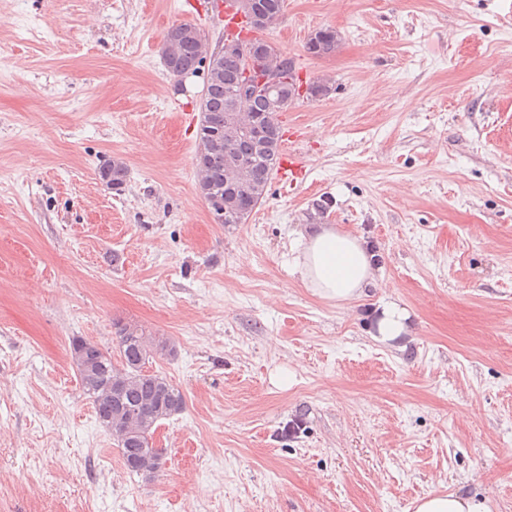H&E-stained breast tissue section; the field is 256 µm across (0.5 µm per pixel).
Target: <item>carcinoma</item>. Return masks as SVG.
<instances>
[{"instance_id":"carcinoma-1","label":"carcinoma","mask_w":512,"mask_h":512,"mask_svg":"<svg viewBox=\"0 0 512 512\" xmlns=\"http://www.w3.org/2000/svg\"><path fill=\"white\" fill-rule=\"evenodd\" d=\"M257 6L261 9L260 20L252 32L255 33L257 40L262 41L264 33L281 19L283 0H240L239 2V9L246 15ZM186 27H188L186 23L175 26L166 35L167 39L179 45L178 53L172 58L165 59V67L174 77H181L186 73H198L206 53V43L185 38L184 28ZM341 41L342 38L339 37L336 29L321 28L315 31L306 42V52L312 57H321L335 52L340 47ZM243 66L242 59L233 53H225L219 57V72L207 80L205 94L200 103V111L208 113L209 126L224 128L225 103L230 92L237 85ZM300 87V80L294 78L292 82L280 85L270 96L265 94L251 96L246 99L249 103V112L268 117L273 121L275 112L271 110L272 99L280 100L281 111L285 112L296 99L300 98ZM281 144L280 138L264 148L248 138L236 141L237 151L251 159L250 177L256 186L265 188L269 185L279 160ZM206 164L207 179L201 186L202 193L212 197L226 196L229 193V186L224 181V152L207 153ZM99 176L107 187L119 193L126 184L128 168L124 162L114 160L100 167ZM113 326L118 337L119 353L123 354L129 363H135L141 358L150 360L157 356H170L174 353V347L168 340L152 336L136 324L116 321ZM83 342L85 339L74 337L70 344L71 357L80 384L92 400L99 423L119 440L127 430V423L121 418L112 416V379L115 377L112 355L101 349L98 358L87 364L77 357L78 349ZM122 403L129 411L148 419L159 413L165 420L183 411L185 396L177 387L157 374L142 377L135 373L130 377ZM118 448H120L124 466L130 473L146 480L156 475L155 463L143 459L144 442L120 443Z\"/></svg>"}]
</instances>
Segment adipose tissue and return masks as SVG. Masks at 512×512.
Returning a JSON list of instances; mask_svg holds the SVG:
<instances>
[{
    "mask_svg": "<svg viewBox=\"0 0 512 512\" xmlns=\"http://www.w3.org/2000/svg\"><path fill=\"white\" fill-rule=\"evenodd\" d=\"M295 268L307 288L320 298L342 306L368 296L377 285L373 256L363 240L328 224H312L301 234ZM376 339L391 343L412 335L409 312L398 302H381ZM414 512H491L487 499L459 492L432 493L418 499Z\"/></svg>",
    "mask_w": 512,
    "mask_h": 512,
    "instance_id": "ef3b65f1",
    "label": "adipose tissue"
}]
</instances>
